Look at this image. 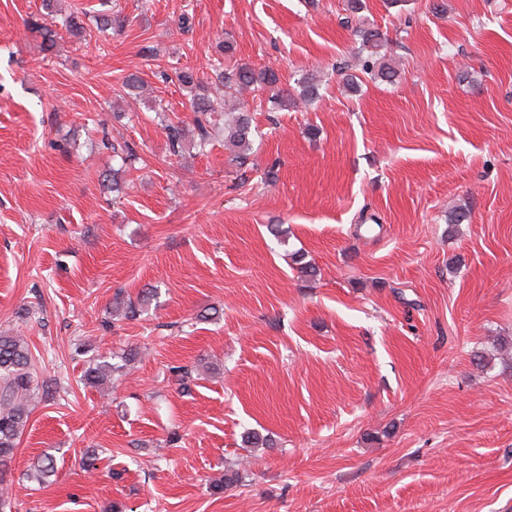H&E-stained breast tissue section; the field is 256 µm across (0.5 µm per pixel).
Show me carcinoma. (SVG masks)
<instances>
[{"mask_svg": "<svg viewBox=\"0 0 512 512\" xmlns=\"http://www.w3.org/2000/svg\"><path fill=\"white\" fill-rule=\"evenodd\" d=\"M42 9L50 15V22L39 26L42 35L43 50H53L62 34L76 40L79 45L88 44L91 29L104 32L119 18L110 12H90L74 8L62 14L58 12L54 0H42ZM355 33L362 45L371 49L374 56L380 55L382 47L380 33L369 27H358ZM215 79L203 80L198 72L190 67L176 71L179 85L190 93V103L194 114L193 123L196 133L194 147L204 151L210 144L213 132L224 133V147L233 154L239 165L247 164L252 153V116L247 103L240 100H227L221 94L223 88H233L237 92L274 86L280 83V75L272 68L257 71L247 64L232 69L216 67ZM320 77L315 73H305L296 80V87L290 91L283 89L282 94L271 97L270 102L282 108L288 104L308 105L319 96ZM165 130L173 154L182 153L186 138L185 129L180 124L168 122ZM121 165L112 169V191L117 192L129 172L128 161L131 154L123 149L113 148ZM91 349L78 347L75 353L86 355L87 367L83 380L86 384L100 388H112V375L121 373L133 360L132 355L122 357L123 364L118 365L102 354L89 355ZM39 358L34 355L26 337L9 333L0 334V470L7 467L14 457L21 435L24 433L32 407L40 396L50 393L46 381L40 380ZM56 475L55 459L45 453L27 470V478L38 484L50 482Z\"/></svg>", "mask_w": 512, "mask_h": 512, "instance_id": "1", "label": "carcinoma"}]
</instances>
